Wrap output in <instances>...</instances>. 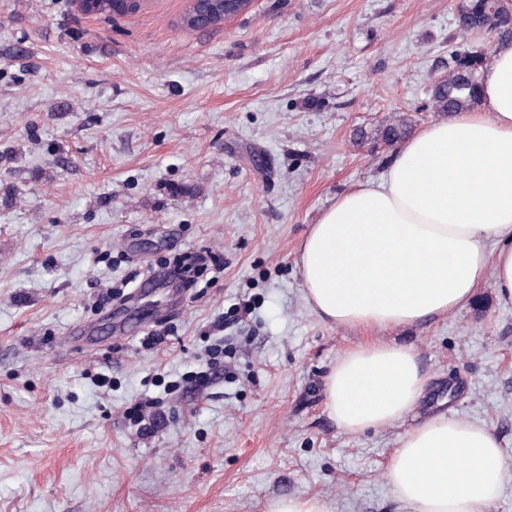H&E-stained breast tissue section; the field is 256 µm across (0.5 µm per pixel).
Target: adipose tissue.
Wrapping results in <instances>:
<instances>
[{
    "label": "adipose tissue",
    "mask_w": 512,
    "mask_h": 512,
    "mask_svg": "<svg viewBox=\"0 0 512 512\" xmlns=\"http://www.w3.org/2000/svg\"><path fill=\"white\" fill-rule=\"evenodd\" d=\"M310 306L337 326L411 325L468 304L493 277L512 303V43L496 44L481 101L407 140L381 174L341 194L302 239ZM426 378L411 348L371 341L325 381L340 431H378L417 405ZM512 466L486 426L446 414L410 430L386 478L401 512H484Z\"/></svg>",
    "instance_id": "ef3b65f1"
}]
</instances>
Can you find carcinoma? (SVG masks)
<instances>
[{
  "mask_svg": "<svg viewBox=\"0 0 512 512\" xmlns=\"http://www.w3.org/2000/svg\"><path fill=\"white\" fill-rule=\"evenodd\" d=\"M460 40L474 33L492 34L496 42H512V0H461L457 10ZM492 51L458 46L448 54V66L428 75L426 93L432 111L451 114L472 110L480 102L482 69L490 62ZM411 129L405 116L383 126L381 139L393 148L402 142Z\"/></svg>",
  "mask_w": 512,
  "mask_h": 512,
  "instance_id": "1",
  "label": "carcinoma"
}]
</instances>
